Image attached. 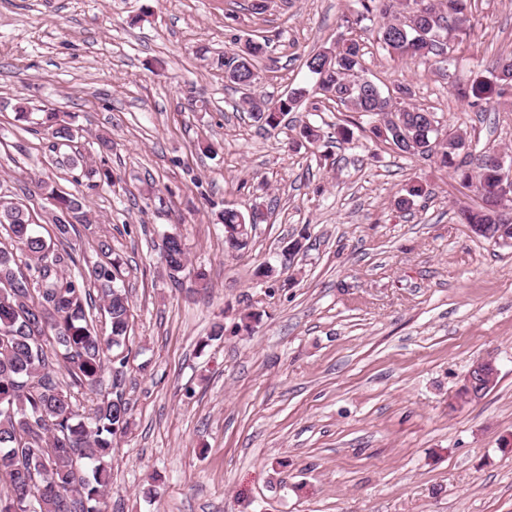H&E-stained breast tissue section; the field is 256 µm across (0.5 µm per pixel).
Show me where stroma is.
<instances>
[{
    "label": "stroma",
    "mask_w": 512,
    "mask_h": 512,
    "mask_svg": "<svg viewBox=\"0 0 512 512\" xmlns=\"http://www.w3.org/2000/svg\"><path fill=\"white\" fill-rule=\"evenodd\" d=\"M252 3L0 0V193L44 234L38 180L84 199L93 221L71 234L81 263L109 252L124 262L131 425L110 459L108 512H512V245L461 223L482 201L452 172L393 150L321 94L274 130L237 111L239 92L200 48L268 36L254 93L274 101L310 83L307 58L360 9ZM377 26L361 24L364 77L385 92L408 86L412 103L512 165V106L481 112L456 93L512 54V0H476L466 56L444 71L391 60ZM21 100L70 115L66 154L109 168L111 186L75 182L18 120ZM306 122L320 146L301 138ZM413 182L424 198L397 210ZM255 205L268 222L229 250L219 212ZM170 232L188 257L175 279L160 251ZM299 236L306 252L281 267ZM263 264L274 277L258 276ZM482 358L495 361L496 386L456 402Z\"/></svg>",
    "instance_id": "stroma-1"
}]
</instances>
